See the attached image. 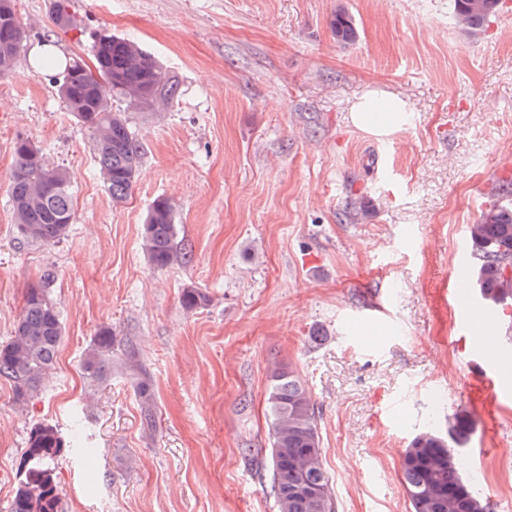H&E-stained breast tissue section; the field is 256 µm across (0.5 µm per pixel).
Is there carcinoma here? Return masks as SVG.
Returning a JSON list of instances; mask_svg holds the SVG:
<instances>
[{
    "label": "carcinoma",
    "mask_w": 512,
    "mask_h": 512,
    "mask_svg": "<svg viewBox=\"0 0 512 512\" xmlns=\"http://www.w3.org/2000/svg\"><path fill=\"white\" fill-rule=\"evenodd\" d=\"M504 5L505 0H454V18L477 34L485 31ZM53 22L60 28L75 26L62 2L56 4ZM329 26L341 44L358 38L354 19L343 8L332 14ZM24 38L20 25L0 20V47L7 45L12 50L10 60L0 57V70L15 69ZM92 56L93 65L75 58L54 81L67 111L91 131L96 165L112 201L119 204L130 195L143 156L129 125L128 110L151 109L153 101L140 96L143 90L152 91L161 101L174 99L178 84L151 53L124 37L100 36ZM14 154L9 192L18 233L28 243L63 239L74 221L68 171L49 164L43 151L27 138L17 139ZM489 198L476 222L468 225L472 264L467 275L483 306L496 312L512 305V180L497 181ZM174 214L175 203L163 197L153 202L144 220V248L158 268L180 259ZM207 302L202 290H183L186 309L195 310ZM63 336V322L48 288L30 289L12 336L0 345V378L11 383L16 402H26L39 390L56 362ZM82 368L93 379L112 372V328L98 332L84 354ZM270 378L271 490L277 512H337L323 467L310 393L287 367H273ZM137 391L143 400L144 423L151 428L150 386L140 381ZM473 431L469 416L456 413L448 418L447 433L429 430L410 441L402 454L401 472L411 512H487V503L461 473V458L454 452L468 442ZM64 451L65 443L53 427L39 425L30 431L10 512H62L51 463Z\"/></svg>",
    "instance_id": "cac0c4a2"
}]
</instances>
